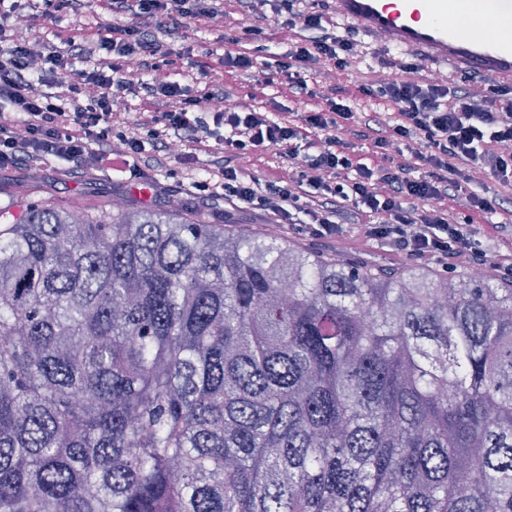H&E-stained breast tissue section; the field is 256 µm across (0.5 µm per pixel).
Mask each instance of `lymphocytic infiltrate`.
<instances>
[{"label":"lymphocytic infiltrate","instance_id":"obj_1","mask_svg":"<svg viewBox=\"0 0 512 512\" xmlns=\"http://www.w3.org/2000/svg\"><path fill=\"white\" fill-rule=\"evenodd\" d=\"M108 19L86 14L66 36V51H32L17 31L29 12L58 20L76 0H0V169H38L55 161L72 169H120L131 177L165 166L191 165L213 145L224 157L195 180V198L221 199L268 212L299 235L344 240L355 218L364 236L392 250L427 258L441 271L460 258L512 277V238L493 218L504 200L488 183L512 187V86L485 81L481 97L467 85L434 78L406 60L390 61L388 79L361 85L363 95L395 104L392 112H359L349 93H317L311 76L345 71L358 48L352 29L333 18L294 10L291 0H105ZM287 11L294 37L275 68L294 97H320L298 119L229 104V91L207 70L195 85L150 83L155 112L135 130L123 129L116 99L132 85L129 62L165 55L188 23L241 27L262 6ZM83 69H75V62ZM369 142L382 162H359L354 144ZM277 153L293 176L258 184L240 159ZM424 175H415V168ZM501 235L488 253L483 240Z\"/></svg>","mask_w":512,"mask_h":512}]
</instances>
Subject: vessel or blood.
Masks as SVG:
<instances>
[{"label": "vessel or blood", "instance_id": "vessel-or-blood-1", "mask_svg": "<svg viewBox=\"0 0 512 512\" xmlns=\"http://www.w3.org/2000/svg\"><path fill=\"white\" fill-rule=\"evenodd\" d=\"M333 8L370 35L393 34L401 49L419 52L425 61L512 79V37L488 34L512 25V0L481 7L477 33L465 31L457 21L462 0H400L396 5L390 0H334Z\"/></svg>", "mask_w": 512, "mask_h": 512}]
</instances>
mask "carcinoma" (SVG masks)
<instances>
[{
	"instance_id": "cac0c4a2",
	"label": "carcinoma",
	"mask_w": 512,
	"mask_h": 512,
	"mask_svg": "<svg viewBox=\"0 0 512 512\" xmlns=\"http://www.w3.org/2000/svg\"><path fill=\"white\" fill-rule=\"evenodd\" d=\"M0 207V512H512V281Z\"/></svg>"
}]
</instances>
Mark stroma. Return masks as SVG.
I'll return each instance as SVG.
<instances>
[{
	"label": "stroma",
	"mask_w": 512,
	"mask_h": 512,
	"mask_svg": "<svg viewBox=\"0 0 512 512\" xmlns=\"http://www.w3.org/2000/svg\"><path fill=\"white\" fill-rule=\"evenodd\" d=\"M225 42L219 41L217 31L201 25L183 28L182 37L171 44V53L177 54L175 70L178 74L191 76L195 65L213 62L215 56L223 54ZM223 80L231 90L235 101L270 112H304L306 103L295 100L283 92L279 84L273 83L264 89H254L251 82L232 74ZM211 154L201 155L191 166L179 160H170L162 169L148 171L146 178L131 180L122 174L104 175L94 170L63 171L54 165L39 171L23 168L0 171V207H19L21 199L14 195L16 183L27 187L26 199L38 201L58 209H75L97 218L102 212L111 211L113 201H122L128 209L160 212L165 210L170 195H179L185 202L184 220L218 224L228 222L233 227L260 232L266 229L270 217L266 212L248 206L228 207L223 200L201 202L190 194L194 180L201 177L210 166ZM289 241L299 242L314 252H339L345 257L360 259L369 264L388 267H416L419 259L397 255L382 245L364 238L356 228H349L343 242L329 243L289 233Z\"/></svg>",
	"instance_id": "1"
}]
</instances>
